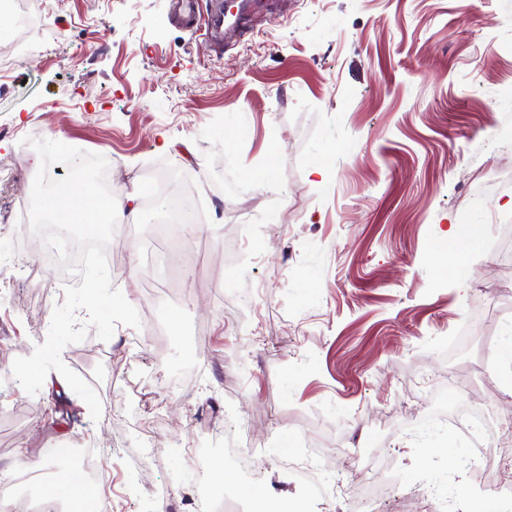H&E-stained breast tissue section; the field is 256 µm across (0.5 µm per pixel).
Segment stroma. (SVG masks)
Segmentation results:
<instances>
[{
    "label": "stroma",
    "instance_id": "1",
    "mask_svg": "<svg viewBox=\"0 0 512 512\" xmlns=\"http://www.w3.org/2000/svg\"><path fill=\"white\" fill-rule=\"evenodd\" d=\"M22 2L30 25L0 37V372L81 282L28 285L32 140L108 155L116 192L173 174L204 222L194 271L169 281L148 262L151 208L116 229L112 285L142 325L61 353L101 417L70 390L0 387V464L85 443L112 512H193L202 490L256 512L304 496L281 458L306 442L330 457L326 485L370 478L353 450L387 457L401 484L385 512H416L418 486L444 488L451 512H506L463 465L469 439L427 409L482 407L512 477L498 428L512 397L483 367L512 330V0H273L220 55L172 0ZM228 413L262 460L258 487L213 467ZM150 423L163 503L128 455Z\"/></svg>",
    "mask_w": 512,
    "mask_h": 512
}]
</instances>
